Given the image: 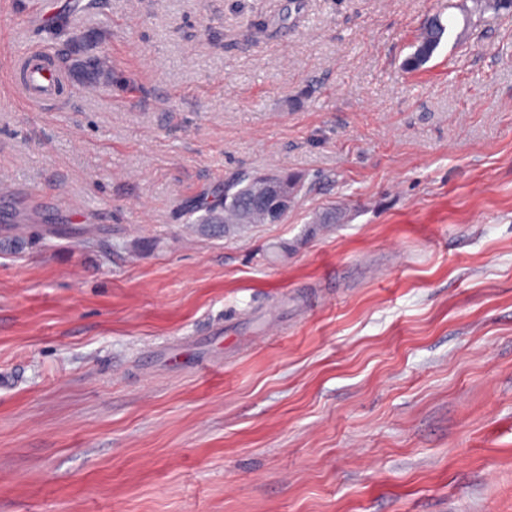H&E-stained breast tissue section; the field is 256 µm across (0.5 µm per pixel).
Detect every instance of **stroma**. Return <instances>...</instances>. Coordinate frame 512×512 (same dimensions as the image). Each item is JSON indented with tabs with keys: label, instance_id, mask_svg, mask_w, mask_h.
<instances>
[{
	"label": "stroma",
	"instance_id": "stroma-1",
	"mask_svg": "<svg viewBox=\"0 0 512 512\" xmlns=\"http://www.w3.org/2000/svg\"><path fill=\"white\" fill-rule=\"evenodd\" d=\"M452 2L49 0L73 95L0 110V512H512V17L406 71ZM241 171L303 179L286 223L187 224ZM450 26L443 23L441 14L427 18L417 37L414 52L405 59L403 66L409 70H417L429 61L439 47Z\"/></svg>",
	"mask_w": 512,
	"mask_h": 512
}]
</instances>
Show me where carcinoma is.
Masks as SVG:
<instances>
[{"instance_id": "carcinoma-1", "label": "carcinoma", "mask_w": 512, "mask_h": 512, "mask_svg": "<svg viewBox=\"0 0 512 512\" xmlns=\"http://www.w3.org/2000/svg\"><path fill=\"white\" fill-rule=\"evenodd\" d=\"M456 8L466 20L477 18L482 21L485 17L512 15V0H461ZM450 27L443 23L442 17L435 14L427 18L417 37L414 52L405 59L403 66L409 70H417L429 61L439 47ZM91 70L92 79L99 85H106L112 79L111 72L95 58L85 61ZM261 181L258 174L241 172L224 183V197L221 208L208 207L205 213L198 216L195 226L204 234L221 237L225 227L231 224H265L266 213L273 208L270 201L264 206L253 203V191Z\"/></svg>"}]
</instances>
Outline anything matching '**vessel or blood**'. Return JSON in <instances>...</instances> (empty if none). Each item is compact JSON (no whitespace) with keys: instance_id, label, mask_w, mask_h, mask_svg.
I'll return each instance as SVG.
<instances>
[{"instance_id":"vessel-or-blood-1","label":"vessel or blood","mask_w":512,"mask_h":512,"mask_svg":"<svg viewBox=\"0 0 512 512\" xmlns=\"http://www.w3.org/2000/svg\"><path fill=\"white\" fill-rule=\"evenodd\" d=\"M0 59L20 74L11 87L12 95L24 98L33 111L52 109L68 99L67 81L62 72L51 65L49 52L9 43L0 47Z\"/></svg>"}]
</instances>
